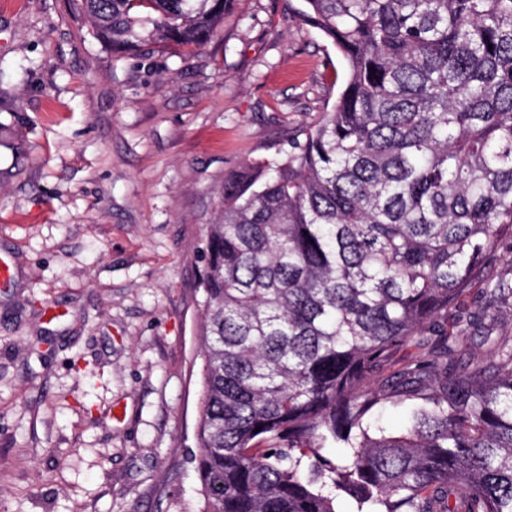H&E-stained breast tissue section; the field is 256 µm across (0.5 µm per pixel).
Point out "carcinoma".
Segmentation results:
<instances>
[{
    "instance_id": "carcinoma-1",
    "label": "carcinoma",
    "mask_w": 512,
    "mask_h": 512,
    "mask_svg": "<svg viewBox=\"0 0 512 512\" xmlns=\"http://www.w3.org/2000/svg\"><path fill=\"white\" fill-rule=\"evenodd\" d=\"M231 2L74 5L125 56L206 45ZM301 2L346 73L206 226L203 512H512V0ZM472 332L488 359L461 358Z\"/></svg>"
}]
</instances>
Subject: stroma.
<instances>
[{"mask_svg": "<svg viewBox=\"0 0 512 512\" xmlns=\"http://www.w3.org/2000/svg\"><path fill=\"white\" fill-rule=\"evenodd\" d=\"M300 6L233 0L208 44L125 57L72 0L0 8V512H201L205 226L345 76Z\"/></svg>", "mask_w": 512, "mask_h": 512, "instance_id": "35a3bbf8", "label": "stroma"}]
</instances>
